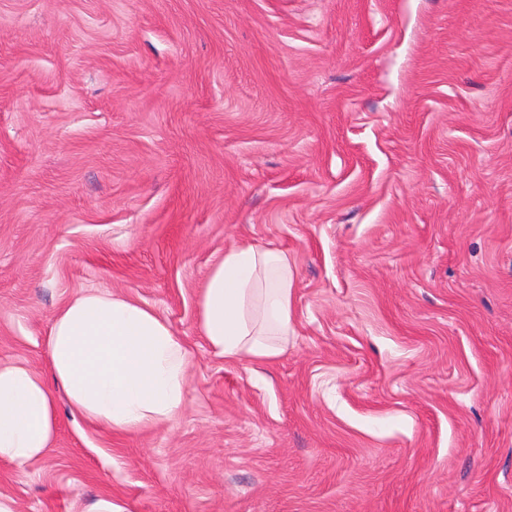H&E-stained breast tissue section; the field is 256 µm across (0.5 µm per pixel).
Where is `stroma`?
Here are the masks:
<instances>
[{
	"mask_svg": "<svg viewBox=\"0 0 512 512\" xmlns=\"http://www.w3.org/2000/svg\"><path fill=\"white\" fill-rule=\"evenodd\" d=\"M241 243L296 272L256 366L198 324ZM83 288L170 325L186 403L57 397L16 512H512V0H0V360L48 374Z\"/></svg>",
	"mask_w": 512,
	"mask_h": 512,
	"instance_id": "obj_1",
	"label": "stroma"
}]
</instances>
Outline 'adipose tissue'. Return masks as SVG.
<instances>
[{
    "label": "adipose tissue",
    "instance_id": "adipose-tissue-1",
    "mask_svg": "<svg viewBox=\"0 0 512 512\" xmlns=\"http://www.w3.org/2000/svg\"><path fill=\"white\" fill-rule=\"evenodd\" d=\"M294 269L273 248L239 244L212 266L199 328L226 360L269 363L291 333ZM50 378L0 361V459L26 469L56 440V396L113 434L167 422L184 407L190 354L168 323L130 297L85 288L57 311L46 339Z\"/></svg>",
    "mask_w": 512,
    "mask_h": 512
}]
</instances>
